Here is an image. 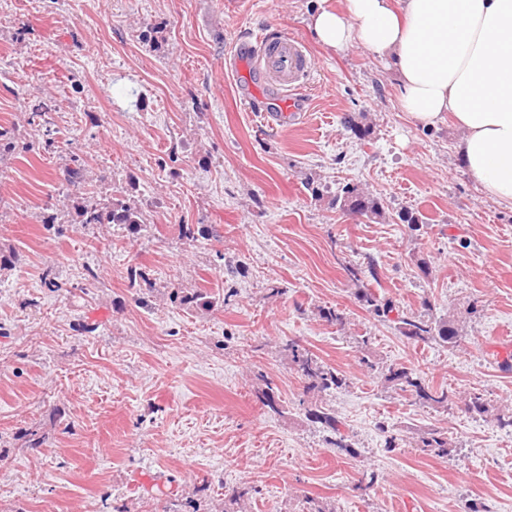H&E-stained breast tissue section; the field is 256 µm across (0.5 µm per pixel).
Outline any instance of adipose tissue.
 I'll return each instance as SVG.
<instances>
[{"mask_svg": "<svg viewBox=\"0 0 512 512\" xmlns=\"http://www.w3.org/2000/svg\"><path fill=\"white\" fill-rule=\"evenodd\" d=\"M318 39L390 61L398 105L427 128L452 117L456 154L484 193L512 207V0H319Z\"/></svg>", "mask_w": 512, "mask_h": 512, "instance_id": "obj_1", "label": "adipose tissue"}]
</instances>
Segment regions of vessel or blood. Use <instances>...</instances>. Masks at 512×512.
<instances>
[{"label":"vessel or blood","mask_w":512,"mask_h":512,"mask_svg":"<svg viewBox=\"0 0 512 512\" xmlns=\"http://www.w3.org/2000/svg\"><path fill=\"white\" fill-rule=\"evenodd\" d=\"M224 67L232 75L248 74L257 83L278 91L281 107L276 113L265 114L267 123L291 126L305 120L313 60L300 40L281 31H268L255 41L239 43Z\"/></svg>","instance_id":"vessel-or-blood-1"}]
</instances>
